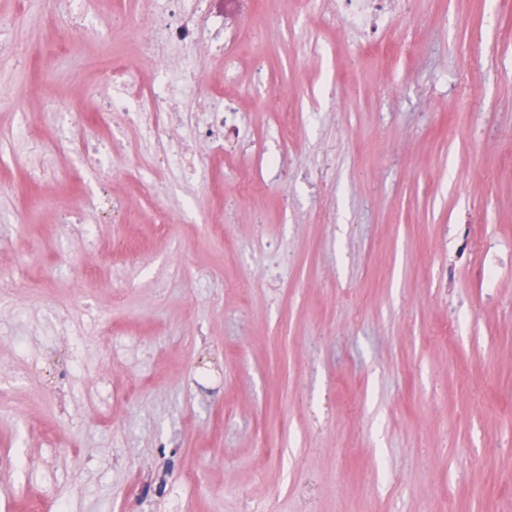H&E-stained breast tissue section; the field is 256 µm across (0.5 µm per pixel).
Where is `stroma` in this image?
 Wrapping results in <instances>:
<instances>
[{
	"label": "stroma",
	"instance_id": "35a3bbf8",
	"mask_svg": "<svg viewBox=\"0 0 512 512\" xmlns=\"http://www.w3.org/2000/svg\"><path fill=\"white\" fill-rule=\"evenodd\" d=\"M86 7L110 57L50 0H0V97L25 92L0 138L27 129L47 171L0 155V512L39 489L66 512H512V0H407L421 50L389 73L295 0H245L234 62L198 81L249 113V147L199 143L184 178L118 112L50 150L55 102L99 105L77 80L177 68L129 30L155 0ZM269 16L295 32L255 39ZM115 135L128 158L90 165Z\"/></svg>",
	"mask_w": 512,
	"mask_h": 512
}]
</instances>
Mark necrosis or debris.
Here are the masks:
<instances>
[{
  "mask_svg": "<svg viewBox=\"0 0 512 512\" xmlns=\"http://www.w3.org/2000/svg\"><path fill=\"white\" fill-rule=\"evenodd\" d=\"M159 17L141 40L142 54L150 61L176 59L172 76L153 70L120 66L104 85L91 93L103 97L108 111L121 112L137 127L143 141L154 148L161 165L192 168L198 160L193 141L239 137L245 115L223 95L197 94L194 60L201 55L203 35L222 44L225 59H232L238 36L225 31L211 12V0H158ZM303 10L336 24L345 40L383 62L405 58L418 50L414 41L395 35L403 14V0H304Z\"/></svg>",
  "mask_w": 512,
  "mask_h": 512,
  "instance_id": "4bbe7bcc",
  "label": "necrosis or debris"
}]
</instances>
